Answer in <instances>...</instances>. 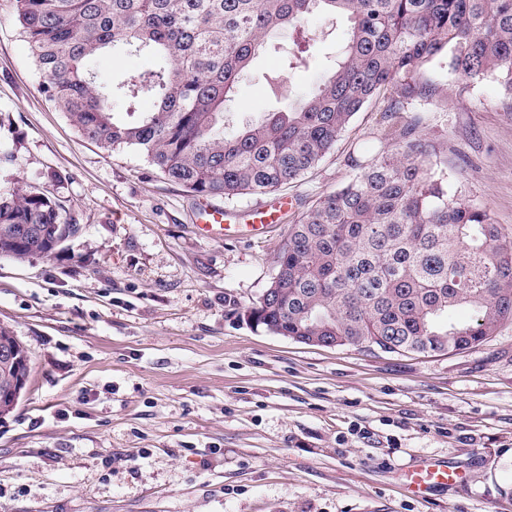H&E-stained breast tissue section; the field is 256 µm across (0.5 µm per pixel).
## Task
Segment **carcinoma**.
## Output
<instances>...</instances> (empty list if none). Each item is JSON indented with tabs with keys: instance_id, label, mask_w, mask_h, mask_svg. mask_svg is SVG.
<instances>
[{
	"instance_id": "1",
	"label": "carcinoma",
	"mask_w": 512,
	"mask_h": 512,
	"mask_svg": "<svg viewBox=\"0 0 512 512\" xmlns=\"http://www.w3.org/2000/svg\"><path fill=\"white\" fill-rule=\"evenodd\" d=\"M44 93L101 149L139 152L166 180L227 201L275 192L312 170L353 116L380 97L394 122L374 136L391 153L358 168L291 226L267 288L246 308L250 326L303 343L329 340L387 353L447 354L476 347L512 321V233L448 191L426 118L404 103L432 95L420 70L448 55L467 80L488 74L512 94V0H15ZM315 10L344 15L347 40L330 73L278 112L224 131L228 93L273 31L307 37ZM155 58L102 83L91 61L108 49ZM153 100L149 112L133 105ZM130 120L115 119L113 101ZM57 192L0 180V258L51 255L75 224ZM465 307L464 320L454 312ZM25 346L0 328V346Z\"/></svg>"
}]
</instances>
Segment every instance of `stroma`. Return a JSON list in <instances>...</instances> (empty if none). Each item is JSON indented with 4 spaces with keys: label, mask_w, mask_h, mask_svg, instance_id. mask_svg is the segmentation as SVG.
<instances>
[{
    "label": "stroma",
    "mask_w": 512,
    "mask_h": 512,
    "mask_svg": "<svg viewBox=\"0 0 512 512\" xmlns=\"http://www.w3.org/2000/svg\"><path fill=\"white\" fill-rule=\"evenodd\" d=\"M304 67L281 30L224 103L227 128L279 111L331 70L349 27L309 15ZM108 51L103 82L146 69ZM409 102L450 189L512 232V95L447 59ZM14 0H0V175L56 185L80 229L53 254L0 259V328L33 364L0 420V512H512V323L458 354L298 343L241 317L273 274L288 227L384 152L367 104L334 149L282 193L293 206L258 237L200 234L204 203L135 150L102 151L41 91ZM436 462L460 486L408 491Z\"/></svg>",
    "instance_id": "obj_1"
}]
</instances>
